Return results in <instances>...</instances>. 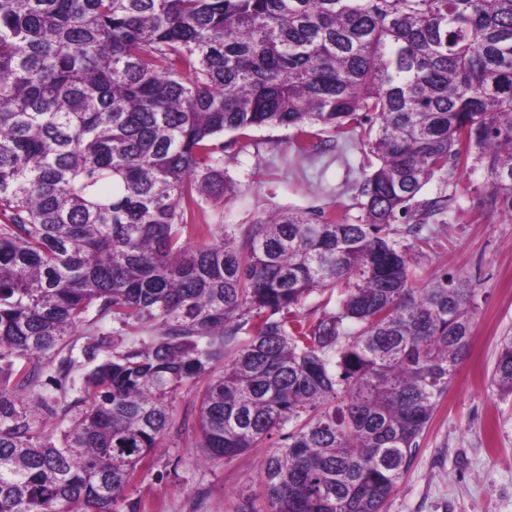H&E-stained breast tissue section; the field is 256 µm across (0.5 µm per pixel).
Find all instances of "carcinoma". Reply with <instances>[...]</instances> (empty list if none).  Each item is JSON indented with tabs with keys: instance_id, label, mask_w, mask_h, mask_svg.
I'll return each mask as SVG.
<instances>
[{
	"instance_id": "1",
	"label": "carcinoma",
	"mask_w": 512,
	"mask_h": 512,
	"mask_svg": "<svg viewBox=\"0 0 512 512\" xmlns=\"http://www.w3.org/2000/svg\"><path fill=\"white\" fill-rule=\"evenodd\" d=\"M258 127L361 130L358 220L189 223ZM460 171L511 224L512 0H0V512H119L201 379V462L282 437L237 512H386L479 307L409 243ZM90 327L48 432L22 395ZM491 382L512 400L509 333Z\"/></svg>"
}]
</instances>
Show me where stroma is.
Listing matches in <instances>:
<instances>
[{"label":"stroma","mask_w":512,"mask_h":512,"mask_svg":"<svg viewBox=\"0 0 512 512\" xmlns=\"http://www.w3.org/2000/svg\"><path fill=\"white\" fill-rule=\"evenodd\" d=\"M322 147L299 153L292 132L256 128L248 147L235 134L224 142V175L235 191L202 203L198 223L221 237L228 224H250L272 211H309L355 221L356 186L368 167L358 135H319ZM480 177L461 174L451 185L431 182L429 198L454 203L444 222L431 225L417 257V273L465 275L478 290L472 343L446 397L420 440L386 512H512V401L499 399L490 375L501 336L512 333V223L475 220ZM175 423L167 448L149 457L127 488L141 512H235L242 493L258 489L268 449L254 448L230 462L199 464L193 429L195 393L172 397Z\"/></svg>","instance_id":"35a3bbf8"}]
</instances>
